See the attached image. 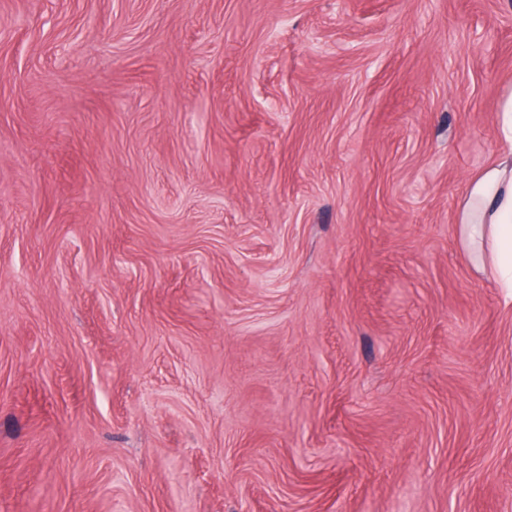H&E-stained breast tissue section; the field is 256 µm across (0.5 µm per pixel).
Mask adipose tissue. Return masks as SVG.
Returning <instances> with one entry per match:
<instances>
[{
	"instance_id": "1",
	"label": "adipose tissue",
	"mask_w": 512,
	"mask_h": 512,
	"mask_svg": "<svg viewBox=\"0 0 512 512\" xmlns=\"http://www.w3.org/2000/svg\"><path fill=\"white\" fill-rule=\"evenodd\" d=\"M497 158L473 177L459 206L456 224L461 247L479 272L495 280L512 304V97L501 112Z\"/></svg>"
}]
</instances>
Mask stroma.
Segmentation results:
<instances>
[{
	"instance_id": "1",
	"label": "stroma",
	"mask_w": 512,
	"mask_h": 512,
	"mask_svg": "<svg viewBox=\"0 0 512 512\" xmlns=\"http://www.w3.org/2000/svg\"><path fill=\"white\" fill-rule=\"evenodd\" d=\"M510 93L512 0H0V512H512ZM497 158L473 177L460 203L456 224L461 247L478 271L502 288L512 304V94L501 112Z\"/></svg>"
}]
</instances>
